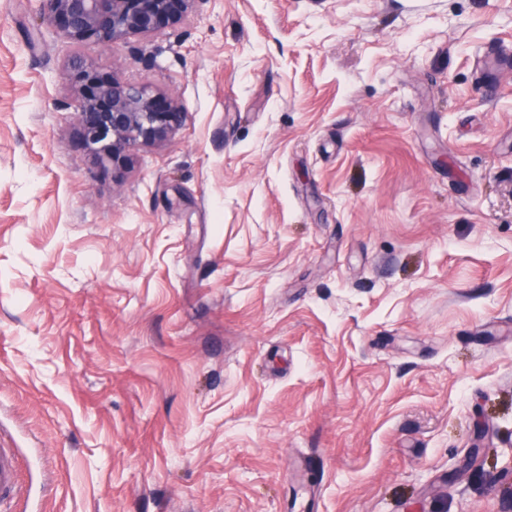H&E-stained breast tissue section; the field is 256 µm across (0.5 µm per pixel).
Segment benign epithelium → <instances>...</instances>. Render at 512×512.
Returning a JSON list of instances; mask_svg holds the SVG:
<instances>
[{
  "label": "benign epithelium",
  "instance_id": "7a95c632",
  "mask_svg": "<svg viewBox=\"0 0 512 512\" xmlns=\"http://www.w3.org/2000/svg\"><path fill=\"white\" fill-rule=\"evenodd\" d=\"M195 0H40V12L72 44L148 36L180 22ZM66 77L79 92L83 145L97 162L118 163L141 146L164 140L183 113L146 87L108 79L90 68Z\"/></svg>",
  "mask_w": 512,
  "mask_h": 512
}]
</instances>
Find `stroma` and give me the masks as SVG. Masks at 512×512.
I'll return each mask as SVG.
<instances>
[{
	"instance_id": "stroma-1",
	"label": "stroma",
	"mask_w": 512,
	"mask_h": 512,
	"mask_svg": "<svg viewBox=\"0 0 512 512\" xmlns=\"http://www.w3.org/2000/svg\"><path fill=\"white\" fill-rule=\"evenodd\" d=\"M76 61L182 126L98 166ZM0 447L13 512H512V0H0ZM195 0H40V12L72 44L158 33L187 16ZM18 490L17 457L12 448H0V510L10 512L11 501Z\"/></svg>"
}]
</instances>
